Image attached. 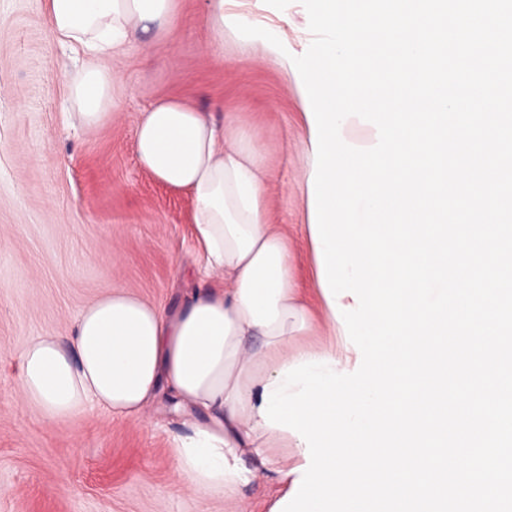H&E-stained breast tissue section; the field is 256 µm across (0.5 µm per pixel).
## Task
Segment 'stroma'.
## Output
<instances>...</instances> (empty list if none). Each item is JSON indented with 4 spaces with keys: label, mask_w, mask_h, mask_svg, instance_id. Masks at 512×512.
Returning a JSON list of instances; mask_svg holds the SVG:
<instances>
[{
    "label": "stroma",
    "mask_w": 512,
    "mask_h": 512,
    "mask_svg": "<svg viewBox=\"0 0 512 512\" xmlns=\"http://www.w3.org/2000/svg\"><path fill=\"white\" fill-rule=\"evenodd\" d=\"M240 9L270 22L287 13L288 51H303L299 0ZM103 62L119 73L110 116L70 127L63 112L79 61L55 39L44 0H0V512H224L222 498L201 499L174 471L169 447L188 427L169 393L136 420L91 406L48 422L20 398L14 355L27 338L70 336L112 288L169 309L199 287L191 201L135 150L141 112L165 98L241 116L265 158L271 220L287 225L298 283L313 296L301 104L279 68L238 56L232 33L214 47L205 0H177L163 30L138 33Z\"/></svg>",
    "instance_id": "35a3bbf8"
}]
</instances>
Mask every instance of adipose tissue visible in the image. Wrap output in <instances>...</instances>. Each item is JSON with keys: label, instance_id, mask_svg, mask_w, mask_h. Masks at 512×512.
<instances>
[{"label": "adipose tissue", "instance_id": "1", "mask_svg": "<svg viewBox=\"0 0 512 512\" xmlns=\"http://www.w3.org/2000/svg\"><path fill=\"white\" fill-rule=\"evenodd\" d=\"M45 7L56 39L81 59L68 122L86 129L106 118L118 81L103 55L121 54L146 25L167 23L175 0H46ZM136 148L157 181L192 200L207 283L174 310L112 289L82 311L67 341L44 335L24 343L17 390L43 419L63 422L92 404L140 417L167 387L208 415L172 442L179 477L201 496H222L226 512H248L242 486L269 478L286 495L305 462L298 437L260 416L265 385L313 358L353 369L357 354L342 343L326 297L310 306L296 285L288 228L271 221L264 157L240 117L218 121L162 99L142 113ZM320 330L331 344L309 343ZM247 455L260 468H245Z\"/></svg>", "mask_w": 512, "mask_h": 512}]
</instances>
